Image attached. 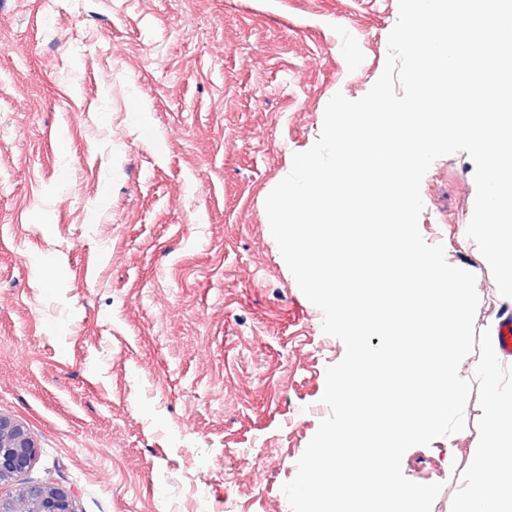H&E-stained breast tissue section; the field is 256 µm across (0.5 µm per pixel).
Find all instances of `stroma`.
<instances>
[{
    "label": "stroma",
    "instance_id": "35a3bbf8",
    "mask_svg": "<svg viewBox=\"0 0 512 512\" xmlns=\"http://www.w3.org/2000/svg\"><path fill=\"white\" fill-rule=\"evenodd\" d=\"M398 15V0H0V414L39 446L21 483L70 487L78 512H291L282 486L345 346L265 200L333 95L380 77ZM474 171L444 156L420 187L424 239L479 270L465 433L402 466L441 484L432 512L463 510L483 330L507 311L459 244Z\"/></svg>",
    "mask_w": 512,
    "mask_h": 512
}]
</instances>
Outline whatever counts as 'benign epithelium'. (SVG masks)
I'll return each mask as SVG.
<instances>
[{
  "label": "benign epithelium",
  "mask_w": 512,
  "mask_h": 512,
  "mask_svg": "<svg viewBox=\"0 0 512 512\" xmlns=\"http://www.w3.org/2000/svg\"><path fill=\"white\" fill-rule=\"evenodd\" d=\"M37 455V442L27 427L0 414V512H76L75 496L67 487L16 483Z\"/></svg>",
  "instance_id": "obj_1"
}]
</instances>
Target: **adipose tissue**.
Wrapping results in <instances>:
<instances>
[{
  "label": "adipose tissue",
  "mask_w": 512,
  "mask_h": 512,
  "mask_svg": "<svg viewBox=\"0 0 512 512\" xmlns=\"http://www.w3.org/2000/svg\"><path fill=\"white\" fill-rule=\"evenodd\" d=\"M488 355L481 375L485 392L484 434L480 446L470 449L466 494L470 512H512V498L502 497L494 481L502 467V449L512 447V390L504 382L496 329H489Z\"/></svg>",
  "instance_id": "ef3b65f1"
}]
</instances>
